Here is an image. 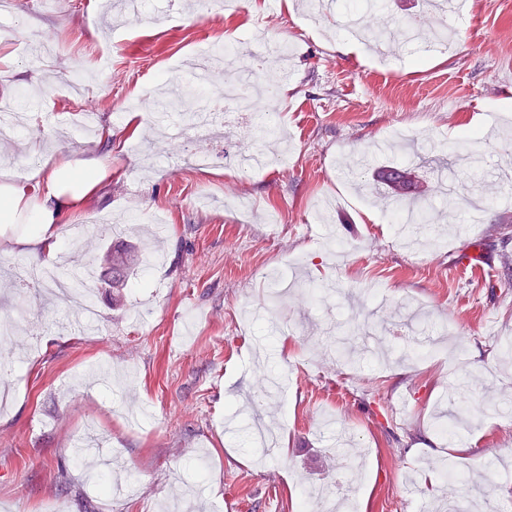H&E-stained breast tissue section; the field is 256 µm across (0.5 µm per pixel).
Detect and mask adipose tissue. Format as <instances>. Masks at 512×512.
I'll return each instance as SVG.
<instances>
[{"instance_id":"1","label":"adipose tissue","mask_w":512,"mask_h":512,"mask_svg":"<svg viewBox=\"0 0 512 512\" xmlns=\"http://www.w3.org/2000/svg\"><path fill=\"white\" fill-rule=\"evenodd\" d=\"M104 168V163L100 162L94 168L78 170L58 156L46 158L29 175L30 181L40 189L39 200L34 204L30 203L25 187H0V223H13L23 211L32 226L31 233L14 239V246L33 255L42 252L47 259H54L55 254L49 251L48 245L60 237L58 223L61 217L72 213L77 202L94 192L97 175Z\"/></svg>"}]
</instances>
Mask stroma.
<instances>
[{
    "label": "stroma",
    "instance_id": "35a3bbf8",
    "mask_svg": "<svg viewBox=\"0 0 512 512\" xmlns=\"http://www.w3.org/2000/svg\"><path fill=\"white\" fill-rule=\"evenodd\" d=\"M241 2L220 15L203 0H152L108 31L104 0L0 11V101L36 102L0 145V183L28 185L15 167L36 148L109 166L68 219L82 241L65 244L99 264L95 333L66 328L81 304L0 293L16 367L0 409V512H161L186 480L205 486L189 512H299L305 487L345 474L350 512H480L486 498L512 512V200L500 183L512 169V0H468L451 46L435 44L422 0H389L371 25L410 17L420 29L384 57L337 51L349 0L314 28L301 0ZM259 28L290 48L270 74L287 89L275 104L286 166L241 171L238 130L197 168L168 132L186 107L133 133L142 88L180 94L206 44L245 47ZM492 112L499 135L464 144ZM404 156L430 183L441 168L476 171L490 205L472 221L435 199L436 223L414 232L424 246L406 245L393 205L357 190ZM101 220L126 226L102 237ZM475 244L482 282L454 267ZM125 249L146 260L116 288L107 257ZM103 365L111 381L87 384ZM274 373L290 376L287 397L257 401ZM230 419L278 428V458L249 450ZM91 434L120 463L104 484L138 475L136 497L94 487L75 451Z\"/></svg>",
    "mask_w": 512,
    "mask_h": 512
}]
</instances>
